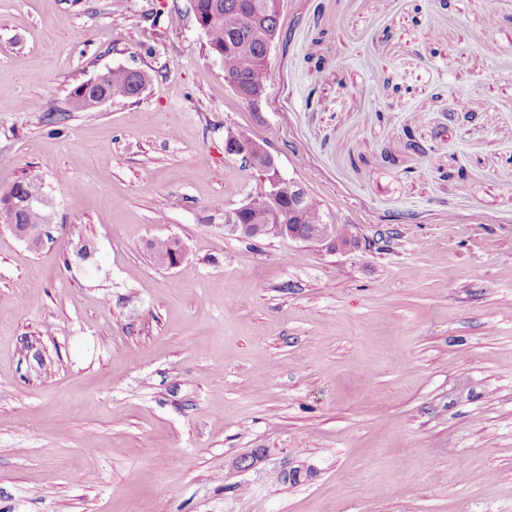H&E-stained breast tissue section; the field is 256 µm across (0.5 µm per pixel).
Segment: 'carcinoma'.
<instances>
[{
    "mask_svg": "<svg viewBox=\"0 0 512 512\" xmlns=\"http://www.w3.org/2000/svg\"><path fill=\"white\" fill-rule=\"evenodd\" d=\"M268 0H193L196 20L208 26L209 51L224 66V74L242 98L265 94L269 81V47L279 32L281 12H269ZM111 98H128L134 93L131 78L112 73L106 86ZM250 207L240 217L243 224L279 222L293 224L300 233L319 230L335 219L327 214L308 190L280 186L271 195L263 187L253 192Z\"/></svg>",
    "mask_w": 512,
    "mask_h": 512,
    "instance_id": "1",
    "label": "carcinoma"
}]
</instances>
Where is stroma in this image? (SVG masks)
I'll return each instance as SVG.
<instances>
[{
	"label": "stroma",
	"instance_id": "35a3bbf8",
	"mask_svg": "<svg viewBox=\"0 0 512 512\" xmlns=\"http://www.w3.org/2000/svg\"><path fill=\"white\" fill-rule=\"evenodd\" d=\"M111 69L150 81L74 110ZM269 70L237 96L192 0H0V195L50 200L0 226V512H512V0H283ZM230 130L357 246L225 230ZM43 183L42 176L37 172H29L24 178L12 182L13 186L19 188H31L37 184ZM10 186L7 193L11 194V201L0 207V224L1 226H8L13 229L18 235L24 239L31 249H38L43 243V236L45 234L44 226L38 225L34 228L27 227L19 229L18 224V211L21 207H29L34 205L43 204L46 201V195L43 187H37L27 190V194L23 195L20 200H17L16 190ZM281 454L284 456L276 476H289V478L294 476L298 480H301V478H308L313 474L314 468L312 465L297 458L289 457L284 448H261L260 454H257L252 460L243 463L239 459H236L233 461L232 466L239 472L252 471L259 469V467L265 464L272 456Z\"/></svg>",
	"mask_w": 512,
	"mask_h": 512
}]
</instances>
